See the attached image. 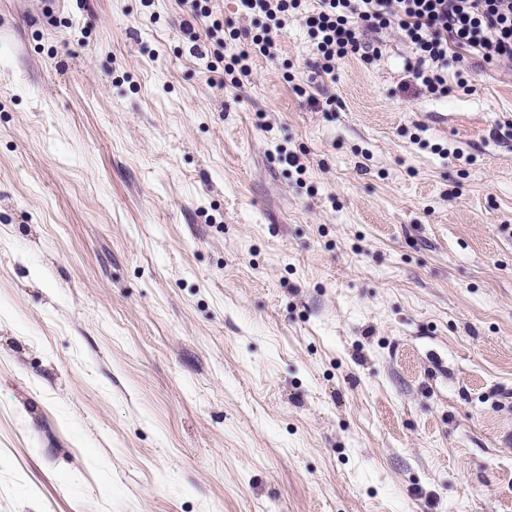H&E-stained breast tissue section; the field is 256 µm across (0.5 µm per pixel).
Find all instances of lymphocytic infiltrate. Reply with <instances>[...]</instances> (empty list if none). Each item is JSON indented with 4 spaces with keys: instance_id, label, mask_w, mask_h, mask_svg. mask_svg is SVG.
<instances>
[{
    "instance_id": "lymphocytic-infiltrate-1",
    "label": "lymphocytic infiltrate",
    "mask_w": 512,
    "mask_h": 512,
    "mask_svg": "<svg viewBox=\"0 0 512 512\" xmlns=\"http://www.w3.org/2000/svg\"><path fill=\"white\" fill-rule=\"evenodd\" d=\"M255 22L250 50L234 55L226 73L232 84L249 76L250 51L277 54L273 39L289 20L309 29L319 76L334 77L339 60L371 64L382 55L373 36L391 29L412 53L403 63L404 91L445 97L451 68L469 64L512 71V0H239Z\"/></svg>"
}]
</instances>
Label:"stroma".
<instances>
[{
    "instance_id": "obj_1",
    "label": "stroma",
    "mask_w": 512,
    "mask_h": 512,
    "mask_svg": "<svg viewBox=\"0 0 512 512\" xmlns=\"http://www.w3.org/2000/svg\"><path fill=\"white\" fill-rule=\"evenodd\" d=\"M191 27L0 0V512H512V72Z\"/></svg>"
}]
</instances>
